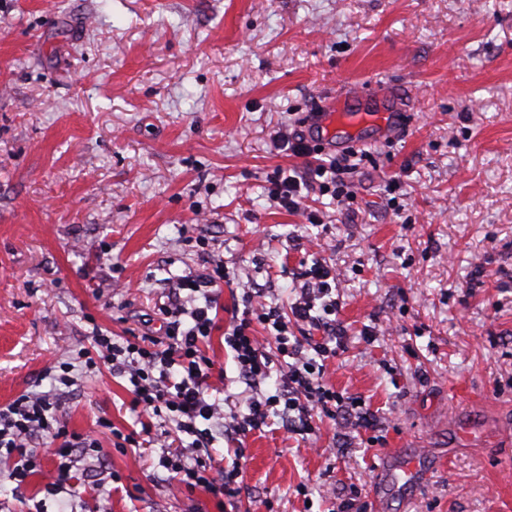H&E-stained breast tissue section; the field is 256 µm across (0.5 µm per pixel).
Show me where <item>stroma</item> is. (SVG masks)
Returning a JSON list of instances; mask_svg holds the SVG:
<instances>
[{
  "instance_id": "35a3bbf8",
  "label": "stroma",
  "mask_w": 512,
  "mask_h": 512,
  "mask_svg": "<svg viewBox=\"0 0 512 512\" xmlns=\"http://www.w3.org/2000/svg\"><path fill=\"white\" fill-rule=\"evenodd\" d=\"M340 88L392 130L316 144L364 158L310 224L269 197L309 160L272 138ZM316 262L346 334L325 380L374 429L272 415L232 501L104 434L78 489L49 491L48 456L19 488L0 464V512H512V0H0V406L69 362V430L131 428L128 377L80 351L161 335L172 282L218 265L209 398L244 406L224 329L247 288L287 309Z\"/></svg>"
}]
</instances>
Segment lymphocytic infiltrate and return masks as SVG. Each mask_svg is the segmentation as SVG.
Instances as JSON below:
<instances>
[{"instance_id": "lymphocytic-infiltrate-1", "label": "lymphocytic infiltrate", "mask_w": 512, "mask_h": 512, "mask_svg": "<svg viewBox=\"0 0 512 512\" xmlns=\"http://www.w3.org/2000/svg\"><path fill=\"white\" fill-rule=\"evenodd\" d=\"M349 168L350 157L344 154L329 164L314 166L305 176L276 173L273 196L282 207L303 215L308 223H318L316 213L304 206V192L316 190L335 199L349 196V186L343 179ZM332 277L329 267L313 264L286 314L259 300L255 292H246L247 306L242 315L233 318L224 330V342L233 353L238 379L250 391L243 412H222L218 403L206 398L213 362L201 345L217 327L212 311L221 288L230 280L224 267L185 276L174 283L167 304L160 308L164 317L162 335H133L120 342L104 333L94 336L95 353L87 357L86 368H96L103 362L128 374L131 409L148 418L168 420L175 432L188 435L184 451L159 460L177 489H199L230 499L243 489L242 452H235L231 465L218 463L209 452L213 437L198 428V420L223 418L225 438L239 447L249 433L267 426L272 410H280L284 427L309 434L314 416L332 418L343 408L356 407V399H344L328 387L324 378L327 361L345 347L343 332L334 318L337 303L330 285ZM199 296L204 299L200 306L195 303ZM295 322L319 326L323 339L312 342L295 335L291 329ZM256 323L262 324L264 336H255L252 326ZM277 357L282 360L283 384L276 394L267 396L260 385L270 376ZM58 400L55 393H24L0 407V461H12L8 478L16 485L25 484L41 466L37 449L30 446L31 438H48L57 459L54 484L58 487L70 485L73 480L75 451L100 449L94 435L72 433L62 425Z\"/></svg>"}]
</instances>
